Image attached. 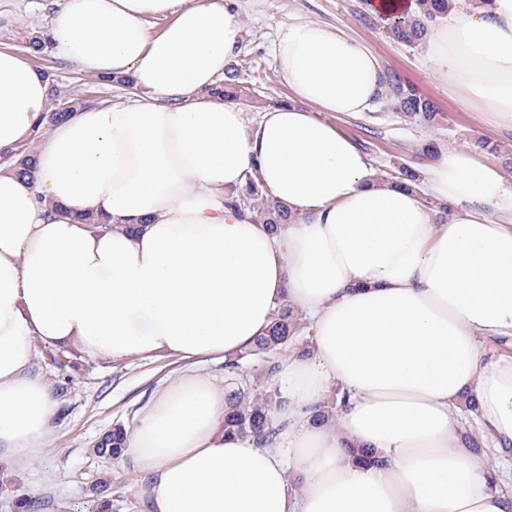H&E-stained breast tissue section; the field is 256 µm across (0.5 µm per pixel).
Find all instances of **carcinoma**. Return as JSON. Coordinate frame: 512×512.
I'll return each mask as SVG.
<instances>
[{
	"label": "carcinoma",
	"mask_w": 512,
	"mask_h": 512,
	"mask_svg": "<svg viewBox=\"0 0 512 512\" xmlns=\"http://www.w3.org/2000/svg\"><path fill=\"white\" fill-rule=\"evenodd\" d=\"M461 8L457 0H417V10L389 19L387 33L389 36L404 44L420 46L424 44L431 25L448 18L450 14ZM224 86L211 90V95L229 99L235 97L233 81L236 68L230 64L224 71ZM51 82V113L47 123L61 121L78 107L84 105L80 98H72L60 90L55 84L53 75H48ZM388 91L386 100L392 108L409 120L431 124L436 121L439 112L432 100L421 94L412 85L404 82L396 73L387 76ZM10 163L21 175H29L35 168V156L32 151L22 149L11 157ZM419 174L410 166L399 169V176L392 183L408 190L418 188ZM229 205L240 212H248L252 219L269 225L275 233L282 224L294 220L292 211L284 203L268 196L263 192L256 176L247 175V184L243 193L230 199ZM301 327L292 311L286 307L277 309L272 325L268 332L258 337L253 345L237 354L225 364V368L241 374V361L250 356L275 358L287 350L288 345L300 332ZM279 398L275 387L249 386L237 387L230 390L229 410L224 418V427L230 433L244 437H255L262 442L272 443L277 438L278 429L274 426L273 413ZM124 429L115 427L105 434L97 443L95 452L117 459L121 456V445Z\"/></svg>",
	"instance_id": "cac0c4a2"
}]
</instances>
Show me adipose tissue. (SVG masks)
Returning <instances> with one entry per match:
<instances>
[{
	"mask_svg": "<svg viewBox=\"0 0 512 512\" xmlns=\"http://www.w3.org/2000/svg\"><path fill=\"white\" fill-rule=\"evenodd\" d=\"M42 39L144 97L51 125L33 178L0 165V483L44 448L59 408L34 341L221 360L285 301L314 340L280 371L276 442L225 432L227 390L176 376L124 432L139 512H512L496 463L512 453V355L481 346L512 338V179L451 149L425 170L431 202L377 180L321 115L371 111L387 73L328 25L280 31L292 101L251 130L207 94L241 47L233 0H55ZM424 50L463 103L512 130V0L431 26ZM49 110L44 71L0 50V156ZM252 172L295 215L277 232L228 204ZM468 406L491 443L480 454Z\"/></svg>",
	"mask_w": 512,
	"mask_h": 512,
	"instance_id": "ef3b65f1",
	"label": "adipose tissue"
}]
</instances>
